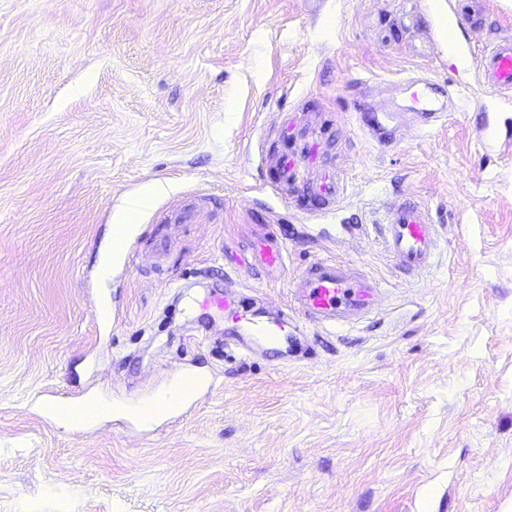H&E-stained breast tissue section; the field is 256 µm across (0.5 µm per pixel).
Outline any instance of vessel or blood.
<instances>
[{
  "label": "vessel or blood",
  "instance_id": "1",
  "mask_svg": "<svg viewBox=\"0 0 512 512\" xmlns=\"http://www.w3.org/2000/svg\"><path fill=\"white\" fill-rule=\"evenodd\" d=\"M451 68L456 72H475L488 100L502 108L512 107V39L500 38L481 54L466 53L459 48L448 50ZM413 109L423 125H431L445 117L448 110L445 90L431 81H414ZM314 193L322 202L321 214H329L328 204L339 196L337 179L323 176ZM382 244L397 267L407 276L420 277L435 263L438 230L428 209L412 200L389 202L382 221ZM286 246L269 239L262 242L256 255L248 261L252 273L282 270L286 262ZM294 305L311 321L333 326L378 309L381 293L377 284L355 268L333 260L314 263L302 271L291 288ZM203 308H211L244 326L250 339L261 345L286 342V325L266 322L241 310L232 291L204 299ZM181 407H192L197 396L211 391L212 380L187 369L178 370Z\"/></svg>",
  "mask_w": 512,
  "mask_h": 512
}]
</instances>
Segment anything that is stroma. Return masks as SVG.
I'll return each mask as SVG.
<instances>
[{
  "label": "stroma",
  "mask_w": 512,
  "mask_h": 512,
  "mask_svg": "<svg viewBox=\"0 0 512 512\" xmlns=\"http://www.w3.org/2000/svg\"><path fill=\"white\" fill-rule=\"evenodd\" d=\"M454 2L0 0V512H512V154L449 68ZM481 6L476 53L512 37V0ZM412 76L457 106L380 146L354 105L406 114ZM326 172L344 191L320 218ZM156 181L108 264L115 211ZM401 195L441 236L418 280L380 243ZM264 231L288 258L258 278L234 258ZM325 258L384 303L329 327L292 311L288 359L178 296L229 279L266 320ZM181 367L216 384L172 425L44 409L147 398Z\"/></svg>",
  "instance_id": "35a3bbf8"
}]
</instances>
